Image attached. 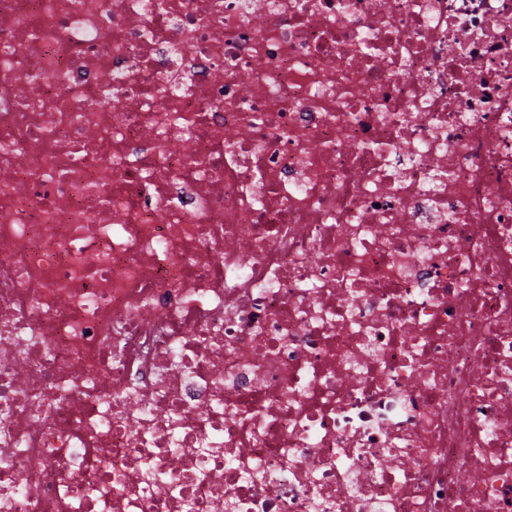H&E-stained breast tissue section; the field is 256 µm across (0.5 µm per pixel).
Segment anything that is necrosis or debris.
<instances>
[{"label": "necrosis or debris", "mask_w": 512, "mask_h": 512, "mask_svg": "<svg viewBox=\"0 0 512 512\" xmlns=\"http://www.w3.org/2000/svg\"><path fill=\"white\" fill-rule=\"evenodd\" d=\"M0 512H512V0H0Z\"/></svg>", "instance_id": "obj_1"}]
</instances>
